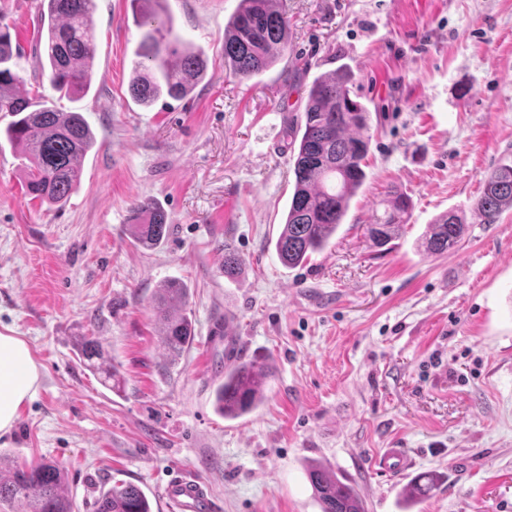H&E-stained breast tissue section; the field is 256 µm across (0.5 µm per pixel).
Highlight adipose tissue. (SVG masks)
<instances>
[{
    "label": "adipose tissue",
    "mask_w": 512,
    "mask_h": 512,
    "mask_svg": "<svg viewBox=\"0 0 512 512\" xmlns=\"http://www.w3.org/2000/svg\"><path fill=\"white\" fill-rule=\"evenodd\" d=\"M38 383L39 369L26 341L0 332V433L12 429Z\"/></svg>",
    "instance_id": "obj_1"
}]
</instances>
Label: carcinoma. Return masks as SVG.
<instances>
[{"instance_id":"carcinoma-1","label":"carcinoma","mask_w":512,"mask_h":512,"mask_svg":"<svg viewBox=\"0 0 512 512\" xmlns=\"http://www.w3.org/2000/svg\"><path fill=\"white\" fill-rule=\"evenodd\" d=\"M166 0H131L138 27L144 29L134 51L133 100L145 107L161 96L181 100L190 96L207 77L204 52L172 33ZM47 11L41 71L52 89L71 97L91 86L96 54L93 25L95 0H42ZM288 17L277 0H239L237 11L224 27V66L242 79L267 71L288 49ZM23 48L10 27L0 25V112L13 117L5 133L29 161L25 187L28 195L63 207L81 182L82 159L94 146L90 127L79 112H60L42 102L24 97L18 60ZM349 70L316 76L309 88L298 151L294 155V188L288 199V214L275 242L279 261L287 268L307 262L311 254L325 249L342 224L351 199L366 179L365 160L371 135L368 109L351 98ZM512 208V164L490 171L473 210L483 223L494 224ZM409 198L395 194L384 216L369 227L373 246L386 247L401 227ZM137 223L131 225L134 241L153 248L170 232L168 215L149 199L133 204ZM466 223L448 211L427 226L420 248L428 257L448 252L464 236ZM188 289L175 279L164 282L153 297L160 338L170 356L180 354L193 340L192 323L182 313ZM82 355L88 366L114 379L115 367L102 345L84 339ZM223 380L216 386L217 411L228 420L256 410L263 399V385L270 366L257 360L220 364ZM306 474L320 512H366L359 489L329 466L307 462ZM436 476L414 479L405 488L406 502H413L436 486ZM65 468L55 461L30 466L0 464V503L22 505V512H73L65 490ZM95 512H153V502L137 485L118 481L95 502Z\"/></svg>"}]
</instances>
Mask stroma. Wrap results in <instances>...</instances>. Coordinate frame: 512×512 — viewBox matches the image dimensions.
I'll list each match as a JSON object with an SVG mask.
<instances>
[{
  "label": "stroma",
  "mask_w": 512,
  "mask_h": 512,
  "mask_svg": "<svg viewBox=\"0 0 512 512\" xmlns=\"http://www.w3.org/2000/svg\"><path fill=\"white\" fill-rule=\"evenodd\" d=\"M237 5L167 0L211 78L145 109L129 95L130 0H96L92 87L63 99L32 53L40 0H0L28 52L24 92L82 113L97 140L59 209L27 195L24 159L0 137V332L22 337L40 371L0 456L61 462L75 512H94L117 480L160 496L175 470L196 474L219 512H319L309 459L355 484L367 512H512V211L485 224L473 210L485 175L512 162V0H279L288 49L248 80L224 67ZM344 66L371 116L366 180L328 246L288 269L274 244L294 140L314 77ZM394 191L410 210L384 251L366 228ZM145 198L170 222L154 249L128 232ZM448 211L464 237L423 255L420 236ZM170 277L194 325L176 359L152 308ZM223 317L243 359L274 366L263 404L236 420L213 406ZM87 337L121 390L85 365ZM386 448L410 459L391 479L378 471ZM424 474L437 486L403 507Z\"/></svg>",
  "instance_id": "stroma-1"
}]
</instances>
